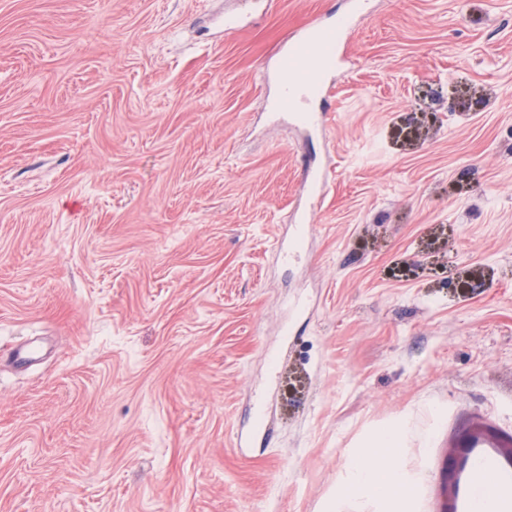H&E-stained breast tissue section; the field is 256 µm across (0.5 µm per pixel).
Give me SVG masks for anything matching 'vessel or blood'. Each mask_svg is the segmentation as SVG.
Masks as SVG:
<instances>
[{"mask_svg":"<svg viewBox=\"0 0 512 512\" xmlns=\"http://www.w3.org/2000/svg\"><path fill=\"white\" fill-rule=\"evenodd\" d=\"M365 12V0H350L334 23H311L285 42L277 65L284 78L279 105L284 112L302 113L305 127L321 130L331 120V113L315 110L313 102L327 93V75L344 60L353 23Z\"/></svg>","mask_w":512,"mask_h":512,"instance_id":"1","label":"vessel or blood"}]
</instances>
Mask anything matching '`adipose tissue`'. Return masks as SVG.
<instances>
[{
  "instance_id": "obj_1",
  "label": "adipose tissue",
  "mask_w": 512,
  "mask_h": 512,
  "mask_svg": "<svg viewBox=\"0 0 512 512\" xmlns=\"http://www.w3.org/2000/svg\"><path fill=\"white\" fill-rule=\"evenodd\" d=\"M403 441L400 427L387 424L375 429L366 448L350 461V486L356 495L389 503L390 512H405V502L399 494L402 474L394 462H379L376 451L395 449Z\"/></svg>"
}]
</instances>
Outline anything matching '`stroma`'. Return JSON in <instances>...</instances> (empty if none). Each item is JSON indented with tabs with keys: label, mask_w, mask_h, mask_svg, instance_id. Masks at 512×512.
Segmentation results:
<instances>
[{
	"label": "stroma",
	"mask_w": 512,
	"mask_h": 512,
	"mask_svg": "<svg viewBox=\"0 0 512 512\" xmlns=\"http://www.w3.org/2000/svg\"><path fill=\"white\" fill-rule=\"evenodd\" d=\"M372 6L320 134L261 74L346 0H0V512H386L392 423L408 512L512 486V0ZM403 436V430L394 424L375 429L368 446L356 453L349 464L353 492L360 497L387 501L391 507L388 512L407 511L399 494L402 474L393 461L379 462L375 454L377 448H389V458L394 459L395 448L401 447Z\"/></svg>",
	"instance_id": "1"
}]
</instances>
